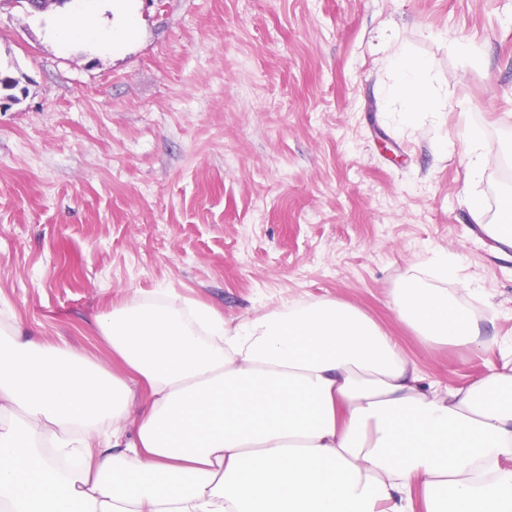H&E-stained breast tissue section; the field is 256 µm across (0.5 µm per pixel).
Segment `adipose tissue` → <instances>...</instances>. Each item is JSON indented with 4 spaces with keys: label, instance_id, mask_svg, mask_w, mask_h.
<instances>
[{
    "label": "adipose tissue",
    "instance_id": "obj_1",
    "mask_svg": "<svg viewBox=\"0 0 512 512\" xmlns=\"http://www.w3.org/2000/svg\"><path fill=\"white\" fill-rule=\"evenodd\" d=\"M101 11L53 35L111 45ZM385 90L427 109L429 63L391 57ZM392 302L430 347L481 330L444 288ZM125 365L0 323V512H512V352L462 386L425 382L364 312L285 301L229 322L212 308L133 300L97 317Z\"/></svg>",
    "mask_w": 512,
    "mask_h": 512
}]
</instances>
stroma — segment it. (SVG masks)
Instances as JSON below:
<instances>
[{
    "label": "stroma",
    "mask_w": 512,
    "mask_h": 512,
    "mask_svg": "<svg viewBox=\"0 0 512 512\" xmlns=\"http://www.w3.org/2000/svg\"><path fill=\"white\" fill-rule=\"evenodd\" d=\"M0 0V308L111 370L97 316L132 300L225 319L335 298L455 386L512 345V255L483 222L512 189V0H114L112 48ZM431 110L384 97L398 48ZM489 147L468 178L466 140ZM448 260L455 272L436 277ZM478 311L485 346L423 345L391 305L412 277Z\"/></svg>",
    "instance_id": "1"
}]
</instances>
